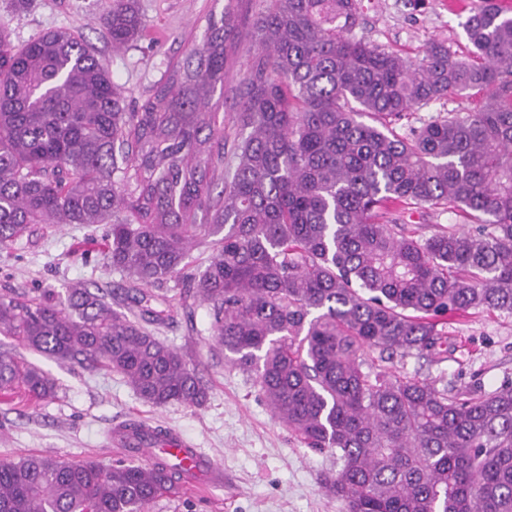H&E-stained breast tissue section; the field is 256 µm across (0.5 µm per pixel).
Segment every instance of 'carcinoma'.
I'll use <instances>...</instances> for the list:
<instances>
[{"instance_id":"obj_1","label":"carcinoma","mask_w":512,"mask_h":512,"mask_svg":"<svg viewBox=\"0 0 512 512\" xmlns=\"http://www.w3.org/2000/svg\"><path fill=\"white\" fill-rule=\"evenodd\" d=\"M360 19L358 0H269L230 149L212 100L240 36L231 6L136 112L80 36L15 45L0 25V250L33 224H107L129 305L0 294V334L113 371L156 407L198 406L195 369L149 326L171 319L153 288L208 249L185 293L272 414L340 461L320 483L344 512H512V381L460 398L366 359L443 355L453 314H512V16L485 0L462 23L470 57L434 41L419 63L350 37ZM102 25L115 52L137 40V0H107ZM453 92L479 106L397 130ZM411 204L472 227L423 238L401 219ZM0 391L42 401L55 384L1 351ZM174 479L29 456L0 464V512H147Z\"/></svg>"}]
</instances>
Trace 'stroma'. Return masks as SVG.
I'll return each instance as SVG.
<instances>
[{
    "instance_id": "obj_1",
    "label": "stroma",
    "mask_w": 512,
    "mask_h": 512,
    "mask_svg": "<svg viewBox=\"0 0 512 512\" xmlns=\"http://www.w3.org/2000/svg\"><path fill=\"white\" fill-rule=\"evenodd\" d=\"M227 0H139L145 30L136 43L113 51L100 17L104 0H30L21 9L0 0V23L21 44L58 28L80 33L109 68L127 111L133 112L165 81L200 40L209 11ZM482 0H362L356 36L413 61L426 44L447 41L468 54L462 28ZM254 53L243 42L224 65V133L235 132L234 95ZM107 225L40 224L9 250L0 251V294L51 290L65 294L82 284L120 299L125 283L107 264ZM172 318L155 334L176 348L207 391L202 405L153 406L117 373L45 358L0 335V350L39 366L54 381L56 395L34 402L0 393V462L30 454L63 460L93 459L110 466L121 458L108 441L114 425L137 419L181 435L224 469V484L201 483L179 496L153 503L149 512H342L318 476L334 471L336 458L295 438L261 398L253 373L232 366L211 330L210 307L184 296V281L167 283ZM390 370L433 382L444 393L471 387L491 391L512 380V314L469 310L448 323V353L438 358L394 359Z\"/></svg>"
}]
</instances>
